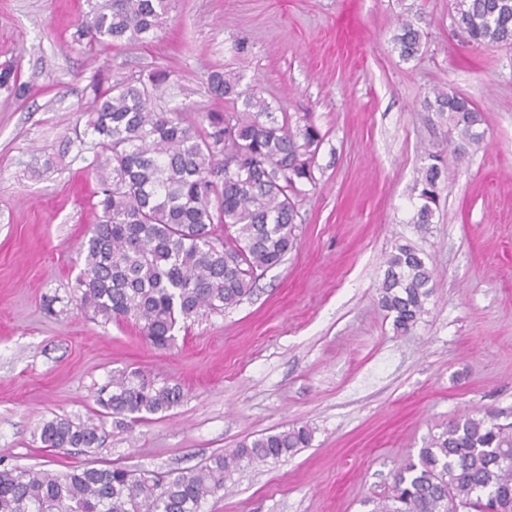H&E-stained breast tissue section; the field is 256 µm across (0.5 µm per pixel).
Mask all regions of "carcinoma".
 <instances>
[{
	"label": "carcinoma",
	"mask_w": 512,
	"mask_h": 512,
	"mask_svg": "<svg viewBox=\"0 0 512 512\" xmlns=\"http://www.w3.org/2000/svg\"><path fill=\"white\" fill-rule=\"evenodd\" d=\"M170 0H93L75 37L130 46L155 35ZM454 23L467 43L512 45V0H453ZM399 56L418 55L422 36L408 21L394 37ZM170 72L152 69L135 80L98 76L91 85L77 156L101 190L97 224L84 244L77 278L80 305L110 321L134 322L156 349L175 342L178 324L240 303L252 284L297 248L295 198L313 182L322 136L311 123L293 130L287 113L239 89L222 70L208 76L210 93L230 104L206 115L207 125L170 109L162 94ZM0 90L23 93L15 67L0 69ZM426 109L448 113L456 139L448 157L459 161L484 139L483 117L468 98L431 91ZM242 107H237V102ZM415 189V223H432L444 157L426 153ZM432 270L418 249L402 244L387 259L379 303L400 334L421 319ZM183 392L142 372H121L96 402L118 418L138 422L177 406ZM307 426L265 433L176 475L136 473L122 466L68 465L0 469V512H201L202 502L226 490L243 464L277 461L311 445ZM99 426L55 417L40 440L52 451L95 448ZM378 512H512V425L463 414L402 465Z\"/></svg>",
	"instance_id": "cac0c4a2"
}]
</instances>
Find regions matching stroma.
Masks as SVG:
<instances>
[{
	"label": "stroma",
	"instance_id": "stroma-1",
	"mask_svg": "<svg viewBox=\"0 0 512 512\" xmlns=\"http://www.w3.org/2000/svg\"><path fill=\"white\" fill-rule=\"evenodd\" d=\"M87 0H0V464L48 467L54 417L94 420L72 463L178 472L261 434L313 431L309 447L245 466L202 512H375L395 470L465 413L512 422V47L474 48L451 0H172L133 46L74 40ZM423 34L403 61L399 21ZM172 74L168 107L223 110L220 68L323 140L297 199L298 246L236 306L189 322L167 350L134 323L83 309L76 279L98 182L73 145L100 70ZM435 88L469 97L484 140L446 164L432 224L413 186L426 151L448 147ZM411 243L433 264L426 312L397 334L379 304L386 259ZM180 385L169 412L118 424L96 403L113 374Z\"/></svg>",
	"mask_w": 512,
	"mask_h": 512
}]
</instances>
